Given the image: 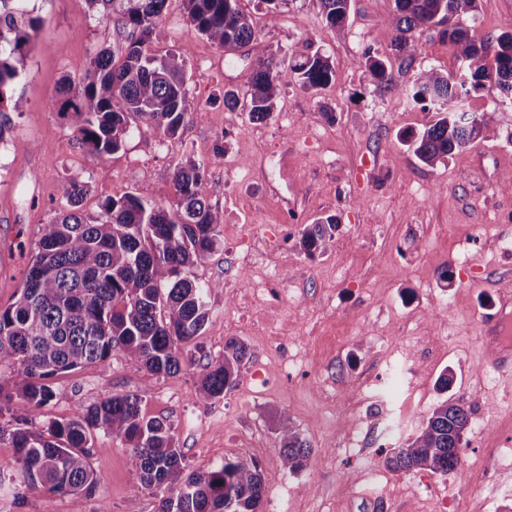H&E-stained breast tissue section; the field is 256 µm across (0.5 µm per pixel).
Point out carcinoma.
<instances>
[{
    "mask_svg": "<svg viewBox=\"0 0 512 512\" xmlns=\"http://www.w3.org/2000/svg\"><path fill=\"white\" fill-rule=\"evenodd\" d=\"M103 19L125 33L117 52L106 49L91 61L84 79L64 81V113L80 117L76 140L93 154L112 155L124 147L130 129L145 124L176 136L186 115L201 111L187 86L186 57L146 54L159 35L166 0H88ZM195 30L230 55L255 41L249 15L238 0H187ZM351 0H320L325 21L342 26ZM389 19L395 31L392 49L408 60L418 46L413 31L428 28L448 40L462 64V79L438 69H424L414 80L412 98L432 106L435 121L399 138L425 165L452 156L486 135L495 108L477 115L464 108L465 98L491 81L512 100V30L481 36L460 17L476 11V0H395ZM40 19L26 0H0V107L21 76ZM123 62L114 65L115 54ZM379 86H392L388 60L367 51L359 60ZM335 70L315 51L298 54L288 64L260 57L247 76L245 106L251 120L271 117L285 85L307 90L328 86ZM176 208L145 201L134 194L108 198L96 215L84 214L87 186L78 180L61 184L67 208L41 228L24 272L21 294L0 310V442L14 449L9 465L24 483L45 496L68 495L73 512L92 493L98 478L90 463V439L97 431L123 438L141 487L159 493L157 512H256L265 493L255 462L226 458L205 471H185L173 426L141 411L134 392H109L70 418L35 426L39 410L55 397L54 384L71 371L102 363L119 349L152 375H172L188 358L182 346L201 335L209 318L213 285L197 281L192 268L218 245L221 215L208 203L204 164L191 159L172 176ZM333 216L305 226L300 245L312 255L336 235ZM248 355L237 339L224 342V354L200 375L199 392L207 401L234 389ZM470 423V411L445 399L431 411L420 434L395 448V470L427 469L446 474L459 464L458 449ZM278 435L284 468H305L310 443L288 422Z\"/></svg>",
    "mask_w": 512,
    "mask_h": 512,
    "instance_id": "carcinoma-1",
    "label": "carcinoma"
}]
</instances>
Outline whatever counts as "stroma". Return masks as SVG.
Instances as JSON below:
<instances>
[{
    "label": "stroma",
    "instance_id": "1",
    "mask_svg": "<svg viewBox=\"0 0 512 512\" xmlns=\"http://www.w3.org/2000/svg\"><path fill=\"white\" fill-rule=\"evenodd\" d=\"M41 26L14 85L11 128L0 140V309L20 296L28 257L43 224L65 208L64 179L87 183L82 208L132 193L171 207L175 167L203 162L208 200L222 222L218 245L194 266L215 283L191 365L152 376L114 351L105 362L58 380L42 419L70 417L107 392H134L146 416L169 420L186 464L224 458L256 462L265 495L258 512H506L512 507V377L485 365L484 320L512 271V102L494 85L465 101L495 109V125L445 161L421 163L400 132L432 124L434 112L407 91L416 74L460 64L446 40L418 29L414 60L392 53L394 0H351L343 26L330 27L319 0H239L256 43L226 59L187 19L185 0H167L161 34L147 48L187 57L199 113L178 137L138 125L123 152L96 156L74 137L77 118L60 114L64 78L80 81L95 54L115 47L113 22L88 0H31ZM479 35L512 29V0H477ZM388 55L397 91L371 82L365 50ZM320 51L334 80L324 89L283 87L270 120L226 108L225 89L246 93L259 55L282 59ZM224 159L214 162L216 147ZM334 215L341 227L323 252L307 255L303 228ZM451 270V282L440 278ZM248 347L237 387L203 400L199 377L226 339ZM453 382L441 394L437 380ZM471 419L459 466L448 474L387 465L443 398ZM312 446L306 468L284 470L279 420ZM90 462L99 478L84 512H156L141 488L124 439L95 434ZM66 496L30 491L16 471L0 473V512H71Z\"/></svg>",
    "mask_w": 512,
    "mask_h": 512
}]
</instances>
